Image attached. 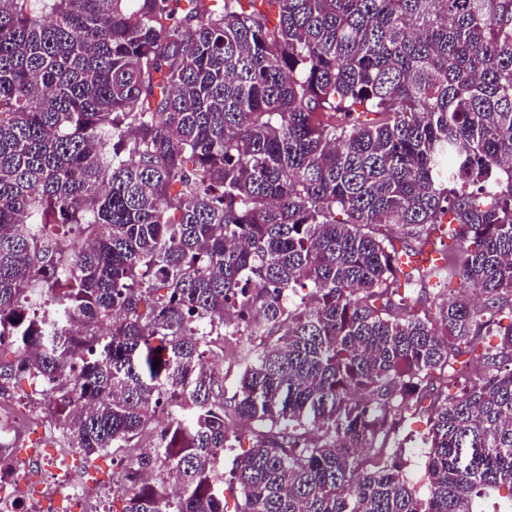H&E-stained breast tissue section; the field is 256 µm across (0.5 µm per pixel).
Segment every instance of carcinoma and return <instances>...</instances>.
<instances>
[{
  "label": "carcinoma",
  "instance_id": "obj_1",
  "mask_svg": "<svg viewBox=\"0 0 512 512\" xmlns=\"http://www.w3.org/2000/svg\"><path fill=\"white\" fill-rule=\"evenodd\" d=\"M445 223L455 253L408 272L378 231ZM453 276L485 309H410ZM213 327L246 337L260 427L238 512L512 491V0H0V398L49 381L87 458L170 408L124 512H224ZM481 334L484 378L433 403L422 499L360 449Z\"/></svg>",
  "mask_w": 512,
  "mask_h": 512
}]
</instances>
